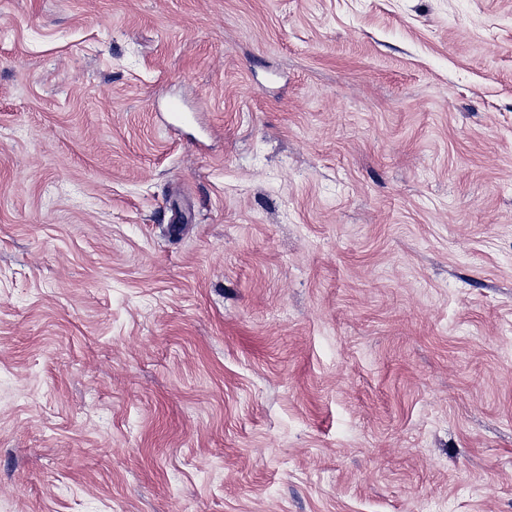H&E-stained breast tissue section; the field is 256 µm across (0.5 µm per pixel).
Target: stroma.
Segmentation results:
<instances>
[{
    "label": "stroma",
    "mask_w": 512,
    "mask_h": 512,
    "mask_svg": "<svg viewBox=\"0 0 512 512\" xmlns=\"http://www.w3.org/2000/svg\"><path fill=\"white\" fill-rule=\"evenodd\" d=\"M0 512H512V0H0Z\"/></svg>",
    "instance_id": "1"
}]
</instances>
